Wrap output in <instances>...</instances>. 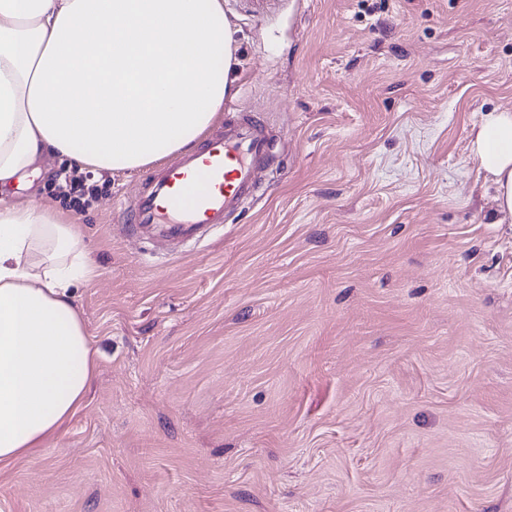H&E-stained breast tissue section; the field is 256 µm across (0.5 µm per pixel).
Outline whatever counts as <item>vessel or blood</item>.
Segmentation results:
<instances>
[{"mask_svg": "<svg viewBox=\"0 0 512 512\" xmlns=\"http://www.w3.org/2000/svg\"><path fill=\"white\" fill-rule=\"evenodd\" d=\"M272 142L255 117L226 124L204 148L181 155L156 177L153 190L123 208L132 228L165 225L175 235L224 223L255 188L254 171Z\"/></svg>", "mask_w": 512, "mask_h": 512, "instance_id": "obj_1", "label": "vessel or blood"}]
</instances>
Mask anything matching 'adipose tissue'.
<instances>
[{
	"label": "adipose tissue",
	"mask_w": 512,
	"mask_h": 512,
	"mask_svg": "<svg viewBox=\"0 0 512 512\" xmlns=\"http://www.w3.org/2000/svg\"><path fill=\"white\" fill-rule=\"evenodd\" d=\"M224 0H0V191L45 156L140 170L194 146L232 89ZM512 218V112L471 132ZM92 273L73 223L0 206V462L58 437L96 358L73 288Z\"/></svg>",
	"instance_id": "1"
}]
</instances>
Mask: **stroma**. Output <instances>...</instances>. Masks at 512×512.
<instances>
[{
  "label": "stroma",
  "instance_id": "obj_1",
  "mask_svg": "<svg viewBox=\"0 0 512 512\" xmlns=\"http://www.w3.org/2000/svg\"><path fill=\"white\" fill-rule=\"evenodd\" d=\"M275 159L201 240L129 232L146 171L46 160L97 352L84 405L0 463V512H512V222L470 149L512 110V0H224ZM58 177L65 183L66 187H70L69 192L64 196L70 198L73 207L83 209L89 206L92 199L95 198L97 188H92L86 192L82 179L71 176L66 170L61 171Z\"/></svg>",
  "mask_w": 512,
  "mask_h": 512
}]
</instances>
